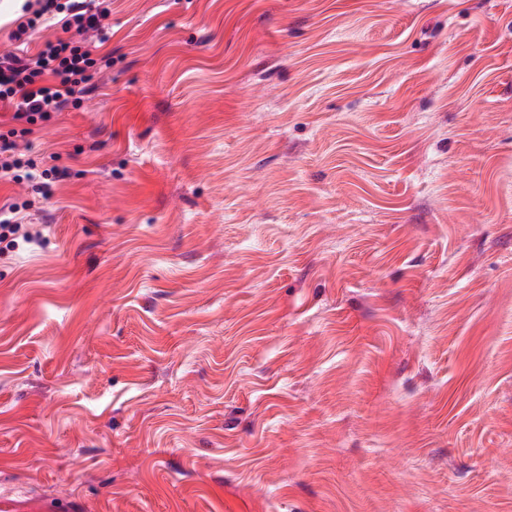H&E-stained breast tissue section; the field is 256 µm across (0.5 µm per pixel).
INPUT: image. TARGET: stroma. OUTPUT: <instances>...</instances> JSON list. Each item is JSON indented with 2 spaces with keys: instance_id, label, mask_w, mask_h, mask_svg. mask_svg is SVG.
<instances>
[{
  "instance_id": "1",
  "label": "stroma",
  "mask_w": 512,
  "mask_h": 512,
  "mask_svg": "<svg viewBox=\"0 0 512 512\" xmlns=\"http://www.w3.org/2000/svg\"><path fill=\"white\" fill-rule=\"evenodd\" d=\"M0 251V496L512 512V0H111ZM31 205L30 200H23L21 203L14 202L0 208V243L7 242L6 246L18 245L17 239L30 240V235L22 231L19 213Z\"/></svg>"
}]
</instances>
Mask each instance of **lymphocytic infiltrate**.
Wrapping results in <instances>:
<instances>
[{
    "mask_svg": "<svg viewBox=\"0 0 512 512\" xmlns=\"http://www.w3.org/2000/svg\"><path fill=\"white\" fill-rule=\"evenodd\" d=\"M26 22L14 40L32 36L52 20H60L62 36L45 41L36 54H0V110L10 112V127L0 131V183L27 182L34 194L48 197L65 177L58 168L38 169L18 149L17 140L58 112L80 108L89 82L111 67L103 47L112 37L108 8L101 0H25Z\"/></svg>",
    "mask_w": 512,
    "mask_h": 512,
    "instance_id": "lymphocytic-infiltrate-1",
    "label": "lymphocytic infiltrate"
}]
</instances>
